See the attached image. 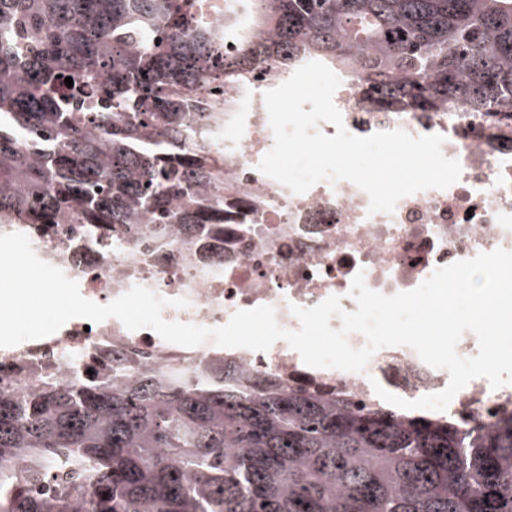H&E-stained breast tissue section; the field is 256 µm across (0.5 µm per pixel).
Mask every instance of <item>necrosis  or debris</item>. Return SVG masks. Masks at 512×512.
<instances>
[{
	"mask_svg": "<svg viewBox=\"0 0 512 512\" xmlns=\"http://www.w3.org/2000/svg\"><path fill=\"white\" fill-rule=\"evenodd\" d=\"M281 82L264 73L224 89L225 116L211 127L210 156L224 168L225 192L242 205L226 216L224 233L211 249L201 250L175 226L158 237L145 224L142 241L103 245L82 225L63 224L34 243L35 253L99 304L141 285L169 299H189V307L164 308L168 321L215 327L236 311L270 305L280 326L295 330L299 322L290 305L311 307L337 295L343 309L355 310L349 290L357 272H364L372 290L392 295L416 288L437 267L498 248L512 251V130L493 137L464 109L453 117L411 107L384 112L365 105L356 76L342 78L334 103L350 133H437L445 138L444 156L462 169L449 188L417 192L401 199L393 213L372 215L367 195L351 182H320L295 194L258 171L273 144L264 94ZM106 344L150 352L154 366L186 371L222 357L243 375L271 373L288 390L343 391L363 405L380 404L377 383L407 400L449 383L446 370L428 366L404 346L377 351L366 371L355 373L308 367L282 340L264 353L210 341L185 347L148 329L127 330L115 318L93 324L71 319L51 336L19 344L18 356L67 379L76 363ZM510 414L512 385L495 390L483 378L459 391L443 412L451 421L477 416L489 422Z\"/></svg>",
	"mask_w": 512,
	"mask_h": 512,
	"instance_id": "1",
	"label": "necrosis or debris"
}]
</instances>
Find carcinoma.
<instances>
[{
	"label": "carcinoma",
	"mask_w": 512,
	"mask_h": 512,
	"mask_svg": "<svg viewBox=\"0 0 512 512\" xmlns=\"http://www.w3.org/2000/svg\"><path fill=\"white\" fill-rule=\"evenodd\" d=\"M243 2L218 27L201 0H0V224L223 232L236 200L197 88L258 64L315 58L392 109L512 122V0ZM232 29L245 51L224 52ZM0 512H512V417L402 418L230 362L157 371L139 351L69 382L2 360Z\"/></svg>",
	"instance_id": "obj_1"
}]
</instances>
